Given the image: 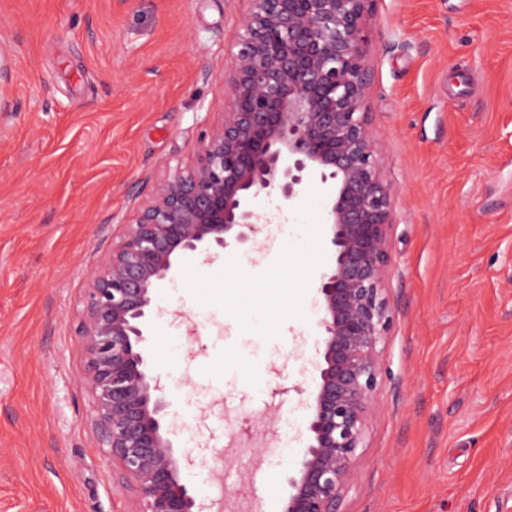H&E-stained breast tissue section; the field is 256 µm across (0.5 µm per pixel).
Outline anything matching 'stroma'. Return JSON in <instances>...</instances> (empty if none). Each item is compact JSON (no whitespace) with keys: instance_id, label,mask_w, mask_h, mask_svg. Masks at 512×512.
I'll list each match as a JSON object with an SVG mask.
<instances>
[{"instance_id":"obj_1","label":"stroma","mask_w":512,"mask_h":512,"mask_svg":"<svg viewBox=\"0 0 512 512\" xmlns=\"http://www.w3.org/2000/svg\"><path fill=\"white\" fill-rule=\"evenodd\" d=\"M248 0H0V512H134L81 388L87 275L223 106ZM368 124L393 189L392 316L341 512H512V0H372ZM325 195L290 256L179 255L150 372L181 479L270 512L319 378ZM245 261L225 280L224 262ZM262 389H255V382Z\"/></svg>"}]
</instances>
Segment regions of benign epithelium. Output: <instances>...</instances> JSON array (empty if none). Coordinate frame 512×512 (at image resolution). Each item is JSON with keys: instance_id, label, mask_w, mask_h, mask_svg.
I'll return each mask as SVG.
<instances>
[{"instance_id": "benign-epithelium-1", "label": "benign epithelium", "mask_w": 512, "mask_h": 512, "mask_svg": "<svg viewBox=\"0 0 512 512\" xmlns=\"http://www.w3.org/2000/svg\"><path fill=\"white\" fill-rule=\"evenodd\" d=\"M250 2L224 72L225 111L202 135L194 162L168 171L118 225L82 297L80 385L136 512L208 509L181 482L182 458L144 343L148 320L163 313L156 285L179 254L213 260L235 243L256 244L271 220L252 199L292 202L304 184L320 182L335 256L317 288L323 362L309 438L279 512H339L381 372L393 223L367 118L370 0Z\"/></svg>"}]
</instances>
